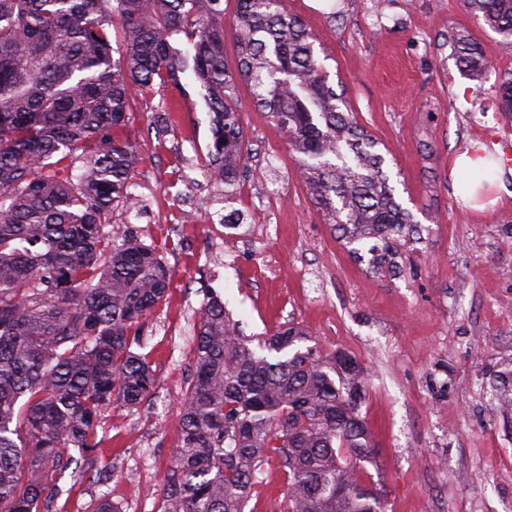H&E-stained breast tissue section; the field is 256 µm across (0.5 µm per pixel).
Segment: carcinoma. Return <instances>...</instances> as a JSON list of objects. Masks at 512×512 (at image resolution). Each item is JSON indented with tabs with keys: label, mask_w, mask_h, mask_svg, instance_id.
<instances>
[{
	"label": "carcinoma",
	"mask_w": 512,
	"mask_h": 512,
	"mask_svg": "<svg viewBox=\"0 0 512 512\" xmlns=\"http://www.w3.org/2000/svg\"><path fill=\"white\" fill-rule=\"evenodd\" d=\"M463 3L512 49V0ZM234 36L233 73L222 0H0V512H51L70 450L91 464L105 411L152 394L141 320L170 270L137 237L104 231L117 204H134L123 134L133 96L192 70L213 113L209 174L232 186L245 143L241 80L288 133L314 204L343 241L376 239L389 253L413 223L378 141L284 0H237ZM447 43L481 88L490 71L481 49L455 32ZM498 92L512 122V74ZM308 341L295 326L245 336L206 293L163 512H246L271 458L287 474L280 512H385L384 486L365 479L364 369L347 353L299 347Z\"/></svg>",
	"instance_id": "obj_1"
}]
</instances>
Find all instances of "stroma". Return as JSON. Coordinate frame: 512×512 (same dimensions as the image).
I'll return each mask as SVG.
<instances>
[{"label":"stroma","mask_w":512,"mask_h":512,"mask_svg":"<svg viewBox=\"0 0 512 512\" xmlns=\"http://www.w3.org/2000/svg\"><path fill=\"white\" fill-rule=\"evenodd\" d=\"M315 40L358 123L381 143L415 233L393 274H373L368 243L345 246L313 204L286 135L238 84L243 166L232 196L205 171L213 133L192 72L135 96L130 191L105 230L152 246L172 274L142 319L155 372L151 400L114 407L92 469L65 472L53 512H162L160 485L181 446L182 400L207 290L245 335L295 324L323 352L365 368L361 413L376 450L366 469L387 512H512V412L492 395L512 371V175L474 204L452 189L451 158L475 145L512 158L497 80L512 53L463 0H286ZM465 30L493 68L473 99L444 37Z\"/></svg>","instance_id":"obj_1"}]
</instances>
